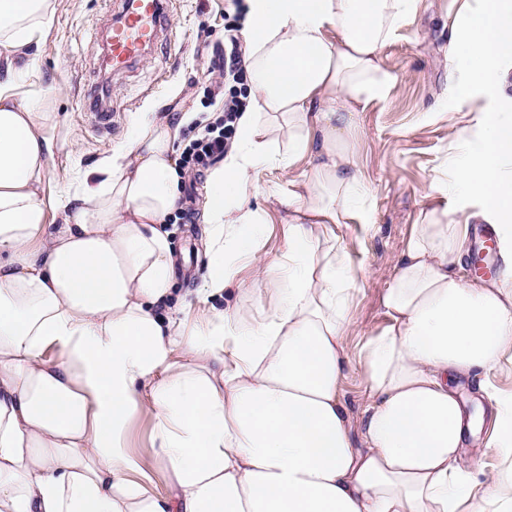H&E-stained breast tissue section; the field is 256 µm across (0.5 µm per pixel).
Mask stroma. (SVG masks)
<instances>
[{"label": "stroma", "instance_id": "obj_1", "mask_svg": "<svg viewBox=\"0 0 512 512\" xmlns=\"http://www.w3.org/2000/svg\"><path fill=\"white\" fill-rule=\"evenodd\" d=\"M225 0H172L171 35L166 45L132 70L112 76L102 65L101 33L118 10L117 0H58L52 26L36 49L38 83L62 88L53 98L56 147L49 161L46 194L58 193L76 166L94 164L111 145L124 140L133 113L163 99L173 85L199 101L210 86L212 52L224 35ZM456 0H418L416 11L386 45L383 66L397 81L385 100L371 103L356 115L355 163L367 185L371 228L345 224L339 230L348 251L359 292L353 314L356 328L349 346L388 325L382 306L384 288L392 284L397 258L424 211L452 208L466 217L477 202L431 191L435 179L447 178L449 127L474 124L478 113L499 109L491 92L462 101L451 99L457 79L449 69L446 48L450 29L444 21L455 16ZM106 85L112 105V126L99 128L82 110L84 93ZM257 202L267 224L265 250L275 258L284 247L280 197L290 188L286 172L261 169ZM179 258L176 285L169 301L179 306L194 299L203 284L208 258L200 218L169 227Z\"/></svg>", "mask_w": 512, "mask_h": 512}]
</instances>
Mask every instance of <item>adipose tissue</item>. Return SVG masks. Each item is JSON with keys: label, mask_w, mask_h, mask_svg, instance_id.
<instances>
[{"label": "adipose tissue", "mask_w": 512, "mask_h": 512, "mask_svg": "<svg viewBox=\"0 0 512 512\" xmlns=\"http://www.w3.org/2000/svg\"><path fill=\"white\" fill-rule=\"evenodd\" d=\"M246 3L248 98L202 211L201 293L236 299L191 315L168 304L175 144L197 118L181 87L45 199L59 90L17 78L36 73L57 0H0V512H512V392L481 387L501 458L489 473L460 463L483 416L459 393L512 366V0H462L448 38L456 98L487 87L503 102L451 127V177L433 185L479 205L413 225L389 323L355 357V278L327 229L368 221L355 115L393 87L382 50L417 0ZM308 157L266 261L256 175ZM473 224L499 241L494 278L459 274ZM353 361L369 397L357 420L342 399Z\"/></svg>", "instance_id": "1"}]
</instances>
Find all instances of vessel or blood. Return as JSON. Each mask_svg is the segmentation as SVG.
<instances>
[{
    "label": "vessel or blood",
    "instance_id": "obj_1",
    "mask_svg": "<svg viewBox=\"0 0 512 512\" xmlns=\"http://www.w3.org/2000/svg\"><path fill=\"white\" fill-rule=\"evenodd\" d=\"M169 32L167 0H123L103 43V57L110 73L134 66Z\"/></svg>",
    "mask_w": 512,
    "mask_h": 512
}]
</instances>
